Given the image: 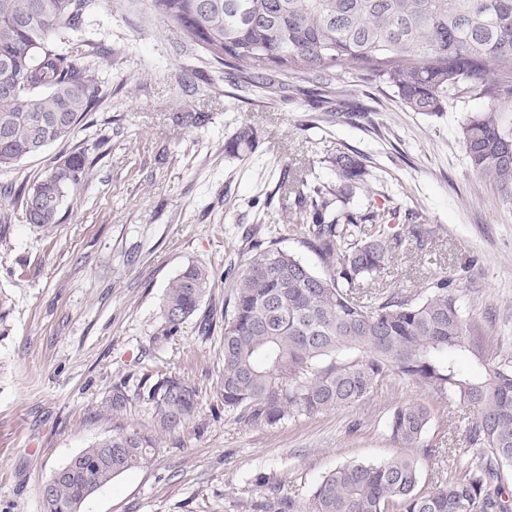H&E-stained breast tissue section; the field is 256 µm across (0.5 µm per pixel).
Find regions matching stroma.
Returning <instances> with one entry per match:
<instances>
[{"instance_id": "stroma-1", "label": "stroma", "mask_w": 512, "mask_h": 512, "mask_svg": "<svg viewBox=\"0 0 512 512\" xmlns=\"http://www.w3.org/2000/svg\"><path fill=\"white\" fill-rule=\"evenodd\" d=\"M84 36L112 51L96 112L69 141L0 175L1 185L29 184L72 145L108 140L52 233L29 225L13 198L0 199L11 216L0 242V299L8 310L0 322V512H43L40 488L72 456L118 427L150 429L145 405L116 416L107 400L114 382L155 368L195 381L198 416L81 512H259L250 483L258 475L307 502L337 465L401 453L385 422L405 402L432 412L424 444L411 454L423 487L433 486L448 467L449 437L465 429L448 427L454 402L408 378L389 376L352 408L273 429L225 412L222 278L251 227L323 273L283 222L294 203L281 181L294 168L313 183L335 184L328 155L356 151L373 180L352 195L349 210L392 203L438 229L426 248L411 246L386 281L409 286L447 274L485 335L512 351V207L471 170L458 142L460 124L484 111L488 97L466 94L430 117L402 106L369 73L341 67L326 80L293 73L240 90L150 0H107ZM191 73L188 89L182 78ZM195 112L210 113V122L194 126ZM245 124L255 132L252 151L225 155V140ZM191 264L213 270L217 284L176 336L161 339L165 289ZM206 318L213 328L204 338L198 325Z\"/></svg>"}]
</instances>
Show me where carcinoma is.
<instances>
[{"mask_svg": "<svg viewBox=\"0 0 512 512\" xmlns=\"http://www.w3.org/2000/svg\"><path fill=\"white\" fill-rule=\"evenodd\" d=\"M100 0H0V173L65 141L98 106L101 72L112 52L79 39ZM153 9L226 68L234 85H264L274 74L336 65L368 71L412 112L440 116L448 102L478 92L489 107L460 125L470 168L512 205V0H150ZM254 142L244 125L224 144L237 155ZM336 186L302 177L289 186L309 204L292 232L315 252L320 275L276 241L248 238V257L230 270L224 300V410L276 428L290 419L350 408L389 375H404L468 408L464 446L448 448L452 467L430 488L415 459L343 463L315 485L308 506L275 493L263 512H512V352L485 343L446 275L415 289L385 287L381 275L411 240L438 229L394 206L357 214L352 193L372 171L358 153L331 157ZM77 146L32 184L11 194L27 222L47 235L71 192L90 171ZM336 211H331V206ZM214 287V273L191 265L170 281L160 306L162 338L175 336ZM149 407L153 431L121 427L60 468L44 485V512L80 509L95 491L147 463L199 412L195 382L149 370L112 386L118 416ZM428 407L403 403L390 437L418 447Z\"/></svg>", "mask_w": 512, "mask_h": 512, "instance_id": "1", "label": "carcinoma"}]
</instances>
